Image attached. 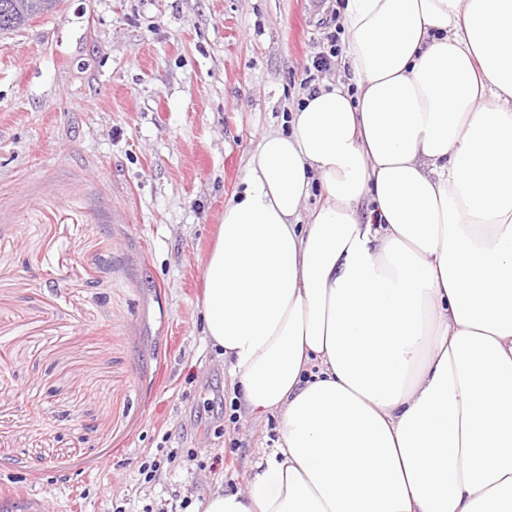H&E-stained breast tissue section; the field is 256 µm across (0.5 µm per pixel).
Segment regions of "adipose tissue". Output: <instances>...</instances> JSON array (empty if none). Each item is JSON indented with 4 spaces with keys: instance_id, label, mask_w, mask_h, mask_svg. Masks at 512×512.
<instances>
[{
    "instance_id": "obj_1",
    "label": "adipose tissue",
    "mask_w": 512,
    "mask_h": 512,
    "mask_svg": "<svg viewBox=\"0 0 512 512\" xmlns=\"http://www.w3.org/2000/svg\"><path fill=\"white\" fill-rule=\"evenodd\" d=\"M340 21L351 82L262 136L203 264L202 332L279 439L189 512H512V0Z\"/></svg>"
}]
</instances>
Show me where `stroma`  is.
Wrapping results in <instances>:
<instances>
[{
	"instance_id": "obj_1",
	"label": "stroma",
	"mask_w": 512,
	"mask_h": 512,
	"mask_svg": "<svg viewBox=\"0 0 512 512\" xmlns=\"http://www.w3.org/2000/svg\"><path fill=\"white\" fill-rule=\"evenodd\" d=\"M335 25L320 0H62L0 33V512H184L273 448L272 416L211 411L202 263Z\"/></svg>"
}]
</instances>
